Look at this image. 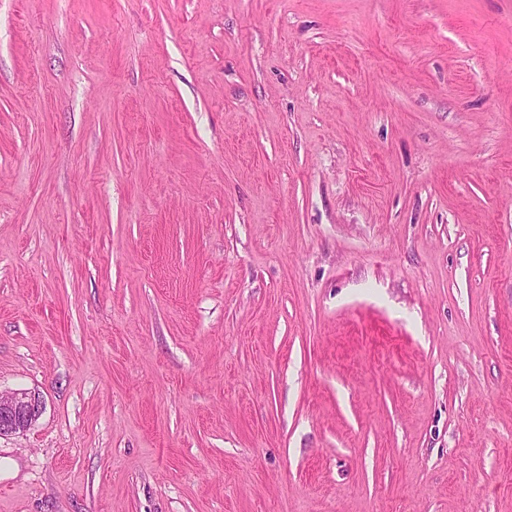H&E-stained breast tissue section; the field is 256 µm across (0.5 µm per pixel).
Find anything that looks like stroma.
I'll list each match as a JSON object with an SVG mask.
<instances>
[{"label":"stroma","instance_id":"obj_1","mask_svg":"<svg viewBox=\"0 0 512 512\" xmlns=\"http://www.w3.org/2000/svg\"><path fill=\"white\" fill-rule=\"evenodd\" d=\"M0 512H512V0H0ZM44 402L36 392H0V437L24 433L43 412Z\"/></svg>","mask_w":512,"mask_h":512}]
</instances>
